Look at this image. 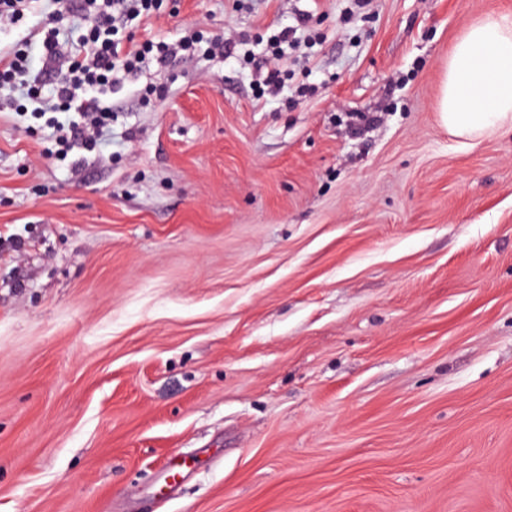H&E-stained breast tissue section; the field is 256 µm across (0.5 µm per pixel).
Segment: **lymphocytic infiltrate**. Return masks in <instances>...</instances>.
Here are the masks:
<instances>
[{
    "instance_id": "obj_1",
    "label": "lymphocytic infiltrate",
    "mask_w": 512,
    "mask_h": 512,
    "mask_svg": "<svg viewBox=\"0 0 512 512\" xmlns=\"http://www.w3.org/2000/svg\"><path fill=\"white\" fill-rule=\"evenodd\" d=\"M162 4L163 0H76L73 9L85 31L75 40L62 26L63 11L48 12L40 25V42L21 40L0 56V104L13 111L29 105L33 118L45 119L55 130L62 153L99 150L113 112L103 96L135 78L146 65L163 68L176 59L189 62L203 54L217 57L237 49L236 43L207 40L197 33L174 43L135 41L127 31L129 22L151 19ZM309 20V15H301L296 25L270 37L275 64L258 78L268 92L277 93L287 81L279 61L313 42Z\"/></svg>"
}]
</instances>
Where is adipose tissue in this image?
Returning a JSON list of instances; mask_svg holds the SVG:
<instances>
[{"instance_id": "adipose-tissue-1", "label": "adipose tissue", "mask_w": 512, "mask_h": 512, "mask_svg": "<svg viewBox=\"0 0 512 512\" xmlns=\"http://www.w3.org/2000/svg\"><path fill=\"white\" fill-rule=\"evenodd\" d=\"M438 112L450 134L468 140L512 129V13L478 19L458 37Z\"/></svg>"}]
</instances>
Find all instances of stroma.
I'll list each match as a JSON object with an SVG mask.
<instances>
[{"label":"stroma","instance_id":"1","mask_svg":"<svg viewBox=\"0 0 512 512\" xmlns=\"http://www.w3.org/2000/svg\"><path fill=\"white\" fill-rule=\"evenodd\" d=\"M343 8L166 0L135 40L251 57L147 67L77 165L0 112V512H512V131L437 112L459 35L512 0ZM310 20L309 14H302L300 18L296 20L297 24L295 26H287L280 30V32L276 35H273L268 40L269 52L271 54L268 55L270 58L269 67L268 66H260L256 69V76L259 78L256 80L259 83L260 88L266 87L268 93H277L281 88L285 86L286 81L288 80V71L282 70L279 67H276L273 60H283L286 56L291 55L292 53H296L300 51L302 45H309L317 39V35L313 36L314 30L310 29L308 26ZM302 29V34L297 36V31ZM288 50V52H287ZM273 63V66H272ZM266 67L267 73L265 75L262 73V68ZM263 89V95L265 94V89Z\"/></svg>","mask_w":512,"mask_h":512}]
</instances>
